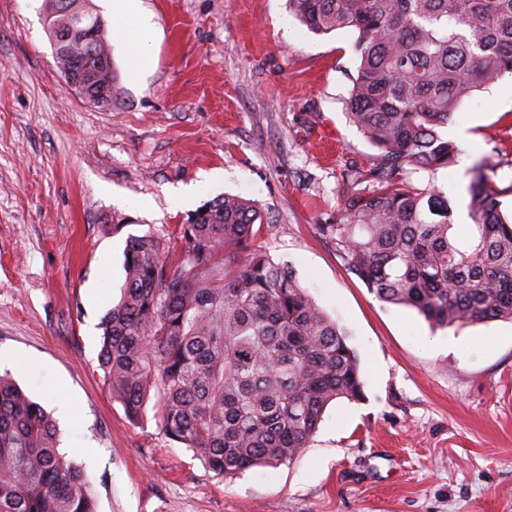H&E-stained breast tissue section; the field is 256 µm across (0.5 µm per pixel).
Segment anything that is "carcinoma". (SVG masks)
Returning <instances> with one entry per match:
<instances>
[{
	"label": "carcinoma",
	"mask_w": 512,
	"mask_h": 512,
	"mask_svg": "<svg viewBox=\"0 0 512 512\" xmlns=\"http://www.w3.org/2000/svg\"><path fill=\"white\" fill-rule=\"evenodd\" d=\"M60 0H47L55 15ZM310 32H357L347 101L379 151L341 200L332 239L346 269L382 302L414 309L434 330L512 320V215L488 157L472 169L459 231L435 175L456 161L442 136L476 91L512 75V0H289ZM55 15L70 58L98 50ZM428 175L425 186L407 180ZM259 209L217 196L178 227L175 261L153 234L126 242L120 300L101 321L98 356L113 400L133 423L153 411L172 442L217 475L293 463L333 401L362 397L359 360L291 266L251 247ZM0 512H96L83 470L56 425L0 373Z\"/></svg>",
	"instance_id": "1"
}]
</instances>
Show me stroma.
Returning a JSON list of instances; mask_svg holds the SVG:
<instances>
[{
  "label": "stroma",
  "instance_id": "35a3bbf8",
  "mask_svg": "<svg viewBox=\"0 0 512 512\" xmlns=\"http://www.w3.org/2000/svg\"><path fill=\"white\" fill-rule=\"evenodd\" d=\"M43 3L0 0V371L56 415L98 512H512V321L434 346L317 230L335 223L345 174L378 154L347 114L355 33L313 34L287 0H142L151 64L136 73L108 30L112 102L97 107L67 89ZM443 133L461 149L437 174L451 205L485 155L512 183V76ZM224 193L260 207L254 246L293 265L363 382L293 464L231 478L153 420L130 423L98 367L128 236L155 233L176 257L178 225Z\"/></svg>",
  "mask_w": 512,
  "mask_h": 512
}]
</instances>
